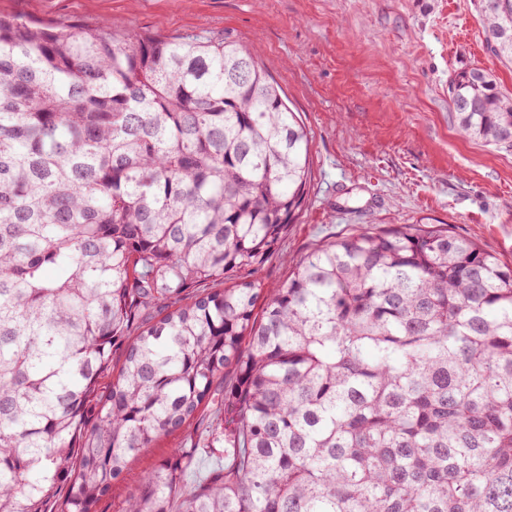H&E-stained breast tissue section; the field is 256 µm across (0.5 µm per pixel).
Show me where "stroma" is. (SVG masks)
Masks as SVG:
<instances>
[{"label":"stroma","instance_id":"stroma-1","mask_svg":"<svg viewBox=\"0 0 512 512\" xmlns=\"http://www.w3.org/2000/svg\"><path fill=\"white\" fill-rule=\"evenodd\" d=\"M0 12L228 38L256 53L310 137L307 198L281 256L258 272L264 283L285 282L297 261L358 227L445 229L512 265V149L462 137L448 94L464 67L512 91V65L487 51L477 0H0ZM184 435L133 460L94 512H121Z\"/></svg>","mask_w":512,"mask_h":512}]
</instances>
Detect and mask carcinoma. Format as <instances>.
<instances>
[{
  "label": "carcinoma",
  "mask_w": 512,
  "mask_h": 512,
  "mask_svg": "<svg viewBox=\"0 0 512 512\" xmlns=\"http://www.w3.org/2000/svg\"><path fill=\"white\" fill-rule=\"evenodd\" d=\"M450 93L512 148L490 73ZM309 153L235 41L0 15V512H92L202 410L224 447L187 436L123 512H512V266L404 224L265 285ZM201 451L224 468L188 488Z\"/></svg>",
  "instance_id": "carcinoma-1"
}]
</instances>
